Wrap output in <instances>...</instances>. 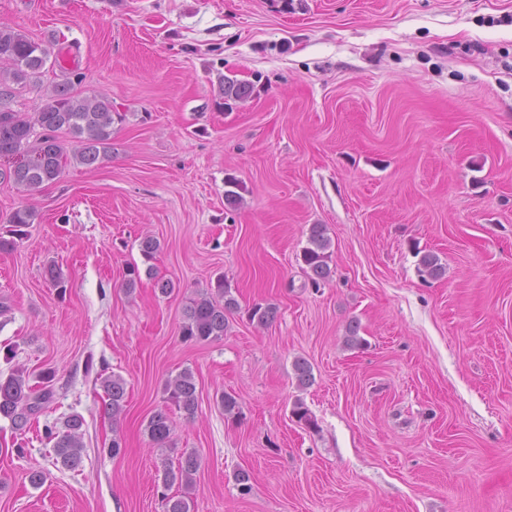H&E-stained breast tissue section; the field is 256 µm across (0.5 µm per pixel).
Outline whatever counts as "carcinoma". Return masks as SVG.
<instances>
[{"instance_id": "1", "label": "carcinoma", "mask_w": 512, "mask_h": 512, "mask_svg": "<svg viewBox=\"0 0 512 512\" xmlns=\"http://www.w3.org/2000/svg\"><path fill=\"white\" fill-rule=\"evenodd\" d=\"M51 54V47L31 40L18 29L0 25V160L12 161L8 169H0V179L11 180L30 194L57 180L72 162L93 167L112 156L113 125L125 120L121 113L112 111V103L107 98L73 92V81L69 77L46 94L36 111L8 109L14 96L13 86L40 78ZM61 131L72 136V147L59 140ZM34 219V212L28 208L14 211L8 219L11 238L0 236V250L14 248L16 241L27 235V228ZM330 245L326 226L311 225L301 261L315 287L331 276ZM419 265L421 272L431 278H437L444 272L440 258L432 252L423 254ZM144 276L154 278L153 268L149 266L142 271L136 264L129 265L125 274L127 289L134 290ZM236 309L238 301L228 280L220 275L207 284L199 297L191 299L185 306L180 334L185 341L199 344L219 340L228 329V315ZM249 318L257 326L267 327L276 320L277 308L271 304H255L249 310ZM293 371L299 388L304 390L314 384L313 369L306 359L296 358ZM42 379L45 386L35 389L29 384V374L23 367L14 369L4 379L0 378V416L9 419L13 428L21 433L26 432L31 419L54 396L48 386L51 373H44ZM102 387L109 400L112 419L116 420L125 411L126 381L112 374L102 379ZM164 393L163 404L153 412L146 425L150 441L159 446L171 441L172 411H180L192 418L198 410L197 383L192 370L185 368L167 380ZM218 404L227 417L242 415L238 399L232 393H222ZM291 415L308 429L318 430V421L303 399L294 400ZM82 426L83 418L72 415L66 420L65 431L61 433L53 426L44 428L45 437L54 441L56 460L65 467L74 469L81 463ZM198 468L199 461L193 453L181 457L175 465L163 467V512H191L187 499L171 495L169 491L176 484L189 485Z\"/></svg>"}]
</instances>
